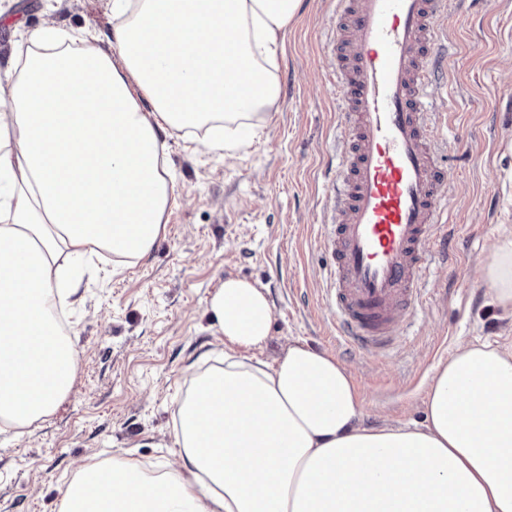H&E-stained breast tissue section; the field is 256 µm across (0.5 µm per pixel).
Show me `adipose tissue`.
Wrapping results in <instances>:
<instances>
[{"mask_svg": "<svg viewBox=\"0 0 512 512\" xmlns=\"http://www.w3.org/2000/svg\"><path fill=\"white\" fill-rule=\"evenodd\" d=\"M300 0H112L104 44L50 21L0 86V432L50 414L78 351L48 308L80 283L66 259L145 257L174 193L163 135L205 130L232 152L280 95L282 35ZM481 277L512 315V229ZM206 312L224 364L174 410L178 465L77 469L59 512H512V339L463 343L434 369L422 422L369 426L333 355L275 363L267 291L225 278Z\"/></svg>", "mask_w": 512, "mask_h": 512, "instance_id": "1", "label": "adipose tissue"}]
</instances>
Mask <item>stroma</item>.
<instances>
[{
  "label": "stroma",
  "instance_id": "stroma-1",
  "mask_svg": "<svg viewBox=\"0 0 512 512\" xmlns=\"http://www.w3.org/2000/svg\"><path fill=\"white\" fill-rule=\"evenodd\" d=\"M334 0H301L277 71L281 96L251 145L227 157L166 138L174 196L150 253L82 271L61 313L79 352L70 394L24 434L0 433V512H58L78 466L130 456L178 460L172 411L193 381L223 366L224 342L205 313L229 276L266 288L272 334L255 359L301 340L351 371L370 425L421 421L435 365L462 342L512 336L488 306L479 270L512 226V0H453L444 35L451 67L432 88V135L448 180L447 257H433L422 299L382 354L337 338L326 303L333 257L322 240L341 146L331 67ZM0 57L52 19L108 33L112 0H0Z\"/></svg>",
  "mask_w": 512,
  "mask_h": 512
}]
</instances>
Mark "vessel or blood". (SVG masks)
<instances>
[{"mask_svg": "<svg viewBox=\"0 0 512 512\" xmlns=\"http://www.w3.org/2000/svg\"><path fill=\"white\" fill-rule=\"evenodd\" d=\"M340 117L351 129L332 229L336 332L387 350L420 296L448 186L429 136L430 63L448 0H336Z\"/></svg>", "mask_w": 512, "mask_h": 512, "instance_id": "b4317fda", "label": "vessel or blood"}]
</instances>
